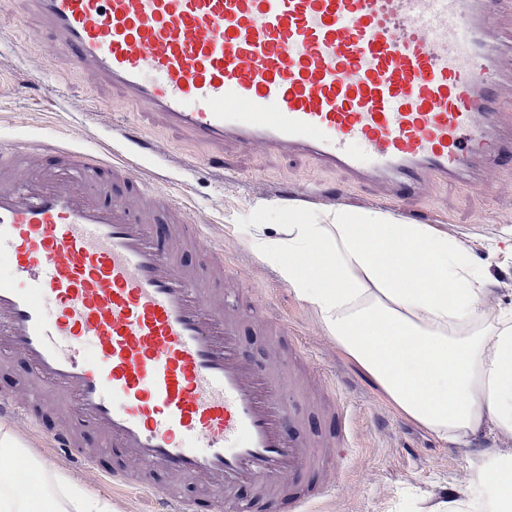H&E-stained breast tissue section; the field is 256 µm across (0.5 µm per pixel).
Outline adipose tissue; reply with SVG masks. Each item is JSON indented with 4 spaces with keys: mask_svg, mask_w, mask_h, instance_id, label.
I'll return each instance as SVG.
<instances>
[{
    "mask_svg": "<svg viewBox=\"0 0 512 512\" xmlns=\"http://www.w3.org/2000/svg\"><path fill=\"white\" fill-rule=\"evenodd\" d=\"M239 230L402 416L460 444L489 425L512 434V311L488 313L486 271L456 239L376 211L299 212L275 236L263 224ZM414 258L431 281L411 276ZM28 467L42 495L0 467V512H113L62 472ZM429 512H512V452H484L465 497Z\"/></svg>",
    "mask_w": 512,
    "mask_h": 512,
    "instance_id": "obj_1",
    "label": "adipose tissue"
}]
</instances>
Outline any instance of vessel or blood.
Returning a JSON list of instances; mask_svg holds the SVG:
<instances>
[{
	"mask_svg": "<svg viewBox=\"0 0 512 512\" xmlns=\"http://www.w3.org/2000/svg\"><path fill=\"white\" fill-rule=\"evenodd\" d=\"M29 2L60 68L213 151L304 154L391 197L512 158L506 0ZM47 152L0 155V358L29 372L0 415L57 406L52 447L167 506L189 483L216 512H306L334 481L289 402L303 383L243 355L222 250L185 264L202 224L120 151ZM88 430L103 453L83 448Z\"/></svg>",
	"mask_w": 512,
	"mask_h": 512,
	"instance_id": "vessel-or-blood-1",
	"label": "vessel or blood"
}]
</instances>
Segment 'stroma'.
Segmentation results:
<instances>
[{"mask_svg": "<svg viewBox=\"0 0 512 512\" xmlns=\"http://www.w3.org/2000/svg\"><path fill=\"white\" fill-rule=\"evenodd\" d=\"M137 142L125 154L144 160L152 184L164 188L188 213L209 225L211 239L224 245L227 287L242 289L244 355L263 361L274 342L252 322L267 306L287 318L289 339L312 355L323 374L299 410L312 433L326 422L319 404L347 409L353 456L336 476V485L311 504L313 512H406L408 501L421 508L463 495L477 453L512 450V437L488 428L466 446L440 439L402 417L370 378L347 359L325 332L314 307L284 283L274 266L258 259L240 224H287L292 206L308 215L345 210L381 211L405 224H428L447 233L484 265L491 288L489 312L512 307V164L485 175L481 185L432 184L426 195L388 200L382 187H350L340 171L321 170L303 156L244 150L226 145L224 155L163 125L153 114L126 108L110 85L76 72L60 73L41 54L40 23L25 0L0 10V143L39 139L45 145L73 137L82 151L97 154L123 141ZM29 456L65 473L89 494L111 500L117 512H157L158 502L134 488L112 490L106 479L44 447L22 420L0 417Z\"/></svg>", "mask_w": 512, "mask_h": 512, "instance_id": "1", "label": "stroma"}]
</instances>
